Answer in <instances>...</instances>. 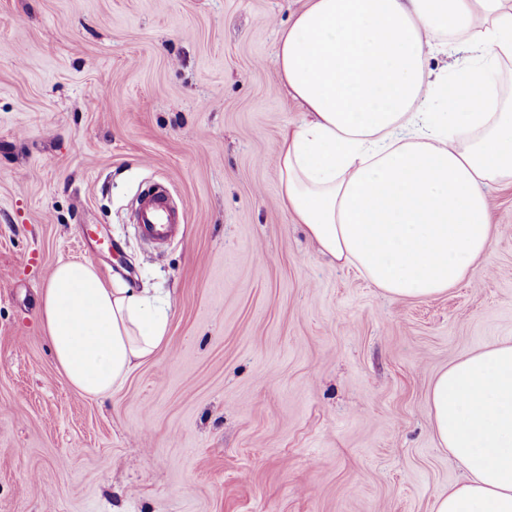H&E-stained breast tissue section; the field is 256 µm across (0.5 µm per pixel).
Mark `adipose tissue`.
<instances>
[{"mask_svg": "<svg viewBox=\"0 0 512 512\" xmlns=\"http://www.w3.org/2000/svg\"><path fill=\"white\" fill-rule=\"evenodd\" d=\"M464 50L453 73L439 53ZM274 63L303 109L277 143L283 208L317 251L394 298H431L490 251L485 189L512 186V0H308ZM56 366L109 398L164 342L168 314L88 260L41 294ZM466 473L431 512H512V342L451 362L429 391Z\"/></svg>", "mask_w": 512, "mask_h": 512, "instance_id": "ef3b65f1", "label": "adipose tissue"}]
</instances>
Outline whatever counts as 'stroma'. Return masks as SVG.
<instances>
[{"label": "stroma", "instance_id": "stroma-1", "mask_svg": "<svg viewBox=\"0 0 512 512\" xmlns=\"http://www.w3.org/2000/svg\"><path fill=\"white\" fill-rule=\"evenodd\" d=\"M307 0H0V512H430L465 479L437 372L512 341V189L491 251L393 299L281 205L299 122L272 56ZM163 187L161 246L133 211ZM170 301L111 398L59 373L39 315L62 262Z\"/></svg>", "mask_w": 512, "mask_h": 512}]
</instances>
